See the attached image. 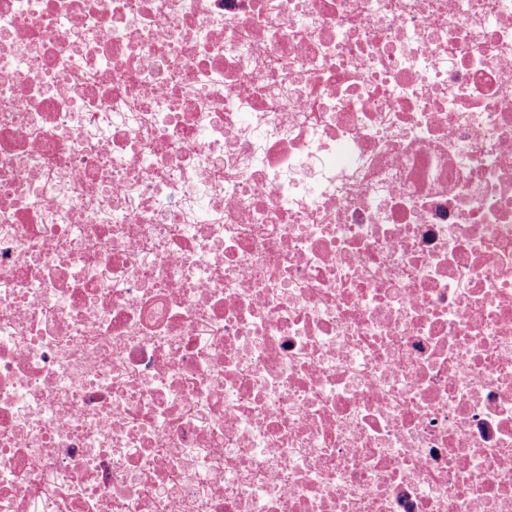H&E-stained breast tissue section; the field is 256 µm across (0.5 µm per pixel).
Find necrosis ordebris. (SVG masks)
Returning a JSON list of instances; mask_svg holds the SVG:
<instances>
[{
    "instance_id": "1",
    "label": "necrosis or debris",
    "mask_w": 512,
    "mask_h": 512,
    "mask_svg": "<svg viewBox=\"0 0 512 512\" xmlns=\"http://www.w3.org/2000/svg\"><path fill=\"white\" fill-rule=\"evenodd\" d=\"M0 512H512V0H0Z\"/></svg>"
}]
</instances>
